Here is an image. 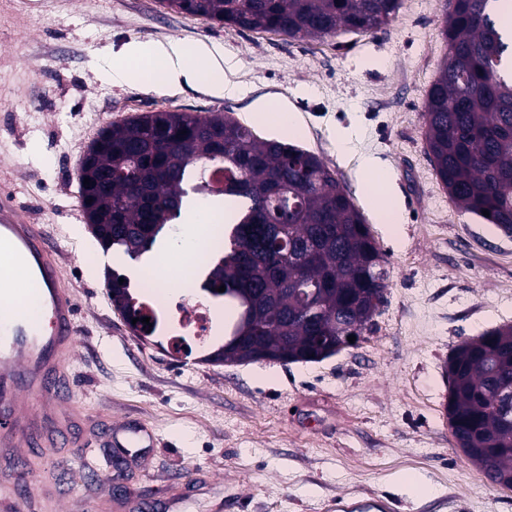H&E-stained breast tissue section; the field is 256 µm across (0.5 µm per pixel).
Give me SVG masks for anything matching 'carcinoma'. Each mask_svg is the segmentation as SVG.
<instances>
[{
  "mask_svg": "<svg viewBox=\"0 0 512 512\" xmlns=\"http://www.w3.org/2000/svg\"><path fill=\"white\" fill-rule=\"evenodd\" d=\"M239 30L291 39L339 30L373 34L401 0H162ZM498 0H448V53L425 106L434 169L462 209L512 237V39ZM224 184L194 191L229 212V250L206 273L224 298V361L261 346L288 362H317L349 346L385 302V254L345 188L317 155L264 139L221 113L147 112L103 128L79 159V196L93 235L131 259L151 251L188 204L194 167ZM90 184L84 185V179ZM489 215H483V211ZM121 275L106 273L112 306L151 335L157 315ZM225 286V291L217 288ZM150 318V324L140 322ZM445 413L456 444L491 483L512 484V325L464 341L445 366Z\"/></svg>",
  "mask_w": 512,
  "mask_h": 512,
  "instance_id": "obj_1",
  "label": "carcinoma"
}]
</instances>
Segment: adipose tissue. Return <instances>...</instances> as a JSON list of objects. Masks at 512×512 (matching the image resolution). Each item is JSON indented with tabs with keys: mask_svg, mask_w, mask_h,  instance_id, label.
Returning <instances> with one entry per match:
<instances>
[{
	"mask_svg": "<svg viewBox=\"0 0 512 512\" xmlns=\"http://www.w3.org/2000/svg\"><path fill=\"white\" fill-rule=\"evenodd\" d=\"M238 66L235 56L203 43L188 46L174 39L152 43L132 41L114 55L104 78L117 85L143 86L147 83L148 72L155 71L167 85L201 80L212 95L229 97L241 92L240 86L227 78L228 72ZM220 231V226L207 223L197 208H190L164 254L166 261L180 265L185 252L206 250L212 236Z\"/></svg>",
	"mask_w": 512,
	"mask_h": 512,
	"instance_id": "adipose-tissue-1",
	"label": "adipose tissue"
}]
</instances>
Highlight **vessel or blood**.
Wrapping results in <instances>:
<instances>
[{"mask_svg":"<svg viewBox=\"0 0 512 512\" xmlns=\"http://www.w3.org/2000/svg\"><path fill=\"white\" fill-rule=\"evenodd\" d=\"M21 270L36 302L35 312L20 299L0 302V447L17 449L19 480L7 497L18 512H44L42 493L25 450L38 446L50 457L66 440L75 419H90L86 406L72 393L66 363L75 354L76 303L64 281L56 249L43 225L26 216L13 188L0 185V271ZM114 448L139 460L153 447L146 428L112 423Z\"/></svg>","mask_w":512,"mask_h":512,"instance_id":"obj_1","label":"vessel or blood"}]
</instances>
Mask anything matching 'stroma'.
<instances>
[{"label":"stroma","instance_id":"stroma-1","mask_svg":"<svg viewBox=\"0 0 512 512\" xmlns=\"http://www.w3.org/2000/svg\"><path fill=\"white\" fill-rule=\"evenodd\" d=\"M446 0H402L371 34L290 39L191 17L160 0H0V180L14 185L61 254L78 308L69 366L75 393L101 421L154 428L147 471L125 466L109 482L87 465L113 457L86 438L49 461L41 487L120 501L140 512H337L338 501H383L386 512H512V489L491 484L457 446L445 415V365L466 339L512 324V238L450 199L425 141L428 90L446 53ZM206 43L236 56L233 98L204 84L142 88L103 81L131 41ZM293 113V143L335 172L389 262L387 302L358 342L317 363H211L135 335L107 296L106 268L128 273L91 235L78 194L80 153L112 122L158 110L233 116L263 138L259 103ZM355 136L338 158V132ZM385 162L399 236L380 223L356 173L361 155ZM88 448H80L81 440ZM424 478L415 495L397 479Z\"/></svg>","mask_w":512,"mask_h":512}]
</instances>
